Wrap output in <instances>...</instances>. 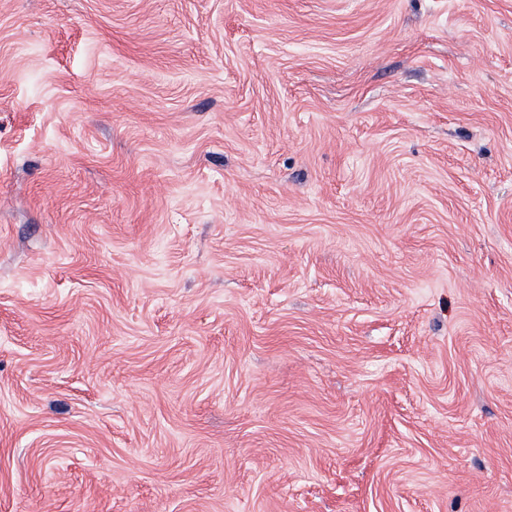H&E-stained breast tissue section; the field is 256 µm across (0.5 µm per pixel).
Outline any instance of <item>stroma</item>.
I'll return each instance as SVG.
<instances>
[{"label":"stroma","mask_w":512,"mask_h":512,"mask_svg":"<svg viewBox=\"0 0 512 512\" xmlns=\"http://www.w3.org/2000/svg\"><path fill=\"white\" fill-rule=\"evenodd\" d=\"M0 512H512V0H0Z\"/></svg>","instance_id":"stroma-1"}]
</instances>
